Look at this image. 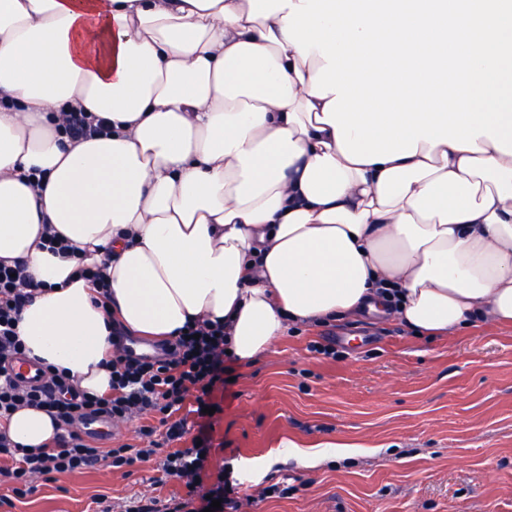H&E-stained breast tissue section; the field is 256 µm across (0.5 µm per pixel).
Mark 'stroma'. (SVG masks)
I'll list each match as a JSON object with an SVG mask.
<instances>
[{
  "label": "stroma",
  "instance_id": "35a3bbf8",
  "mask_svg": "<svg viewBox=\"0 0 512 512\" xmlns=\"http://www.w3.org/2000/svg\"><path fill=\"white\" fill-rule=\"evenodd\" d=\"M233 370L228 393L214 395L221 411L197 494L232 460L288 439L356 442L368 453L313 469L291 460L244 482L238 512H512V325L481 322L448 338L367 315L292 325L270 353ZM157 423L150 414L111 423L98 443L147 447L139 430ZM190 445L186 437L146 462L43 475L0 512H126L144 497L184 496V481L162 465Z\"/></svg>",
  "mask_w": 512,
  "mask_h": 512
}]
</instances>
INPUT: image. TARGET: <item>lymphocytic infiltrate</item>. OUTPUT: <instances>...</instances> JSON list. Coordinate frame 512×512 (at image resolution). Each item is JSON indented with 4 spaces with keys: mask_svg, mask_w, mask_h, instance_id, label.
<instances>
[{
    "mask_svg": "<svg viewBox=\"0 0 512 512\" xmlns=\"http://www.w3.org/2000/svg\"><path fill=\"white\" fill-rule=\"evenodd\" d=\"M21 265H0V420L22 406H35L53 413L66 426L49 446L19 450L0 433V458L9 457L13 467H0V479L10 482L15 497L23 498L34 490V477L48 473H73L101 462L118 467L127 461L122 449L108 450L90 445L79 429L88 418L123 420L144 412H156L168 418L167 440L181 439V422L172 421L186 397H193L198 409V442L168 456L163 464L166 475L189 477L204 466L205 454L212 446V421L207 410L213 407V394L227 390L232 373L225 363L220 323L188 325L187 335L171 345L168 358L136 357L118 348L112 356V393L98 397L80 390L65 372L39 368V384L20 380L12 364L24 352L15 330L24 307L33 294L24 288ZM220 500L223 512H235L239 490L228 477H220L209 495L188 493L187 497L165 501L150 498L134 502L127 512H204L213 500Z\"/></svg>",
    "mask_w": 512,
    "mask_h": 512,
    "instance_id": "f902f5d3",
    "label": "lymphocytic infiltrate"
}]
</instances>
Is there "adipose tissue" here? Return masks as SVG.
<instances>
[{"label": "adipose tissue", "mask_w": 512, "mask_h": 512, "mask_svg": "<svg viewBox=\"0 0 512 512\" xmlns=\"http://www.w3.org/2000/svg\"><path fill=\"white\" fill-rule=\"evenodd\" d=\"M250 0H0V262L38 288L17 326L30 362L112 392L110 321L175 340L220 322L235 360L266 354L289 324L388 315L447 336L512 323V155L419 142L416 155L355 164L281 13ZM102 119L72 138L63 113ZM67 239L73 256L50 252ZM100 265L101 305L79 264ZM13 443L52 441L51 416L17 409ZM352 443L283 441L233 461L251 482Z\"/></svg>", "instance_id": "ef3b65f1"}]
</instances>
